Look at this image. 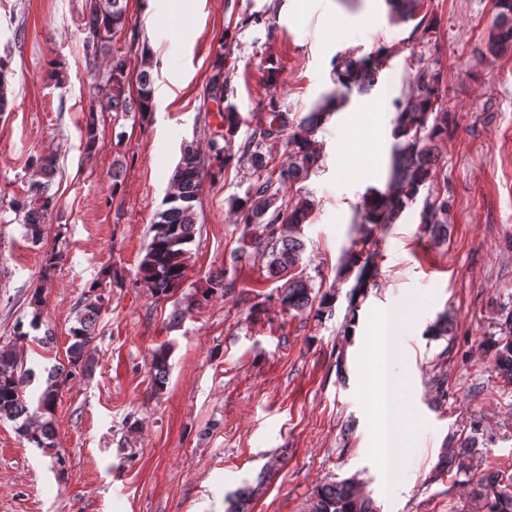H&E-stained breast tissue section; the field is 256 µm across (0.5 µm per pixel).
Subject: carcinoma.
<instances>
[{"mask_svg": "<svg viewBox=\"0 0 512 512\" xmlns=\"http://www.w3.org/2000/svg\"><path fill=\"white\" fill-rule=\"evenodd\" d=\"M393 13L408 19L415 13L419 0H386ZM88 36L84 51L89 64L109 53V45L126 22V0H87ZM496 15L485 44L484 56L497 58L512 53V0H495ZM389 49L381 48L368 59L352 56L338 57L335 66L336 88L324 94L314 109L303 116H290L278 109L274 99L265 104L267 112L256 121L238 148V158L246 162L253 182L243 197L231 200L230 208L242 226V238L249 240L257 253L267 259L271 275H287L278 292L283 309L304 313L330 304L335 295L314 294L310 279L299 270L305 243L301 230L314 202L299 193L291 200L282 188L295 185L320 169L322 156L316 135L330 115L348 103L346 90L357 87L371 90L378 73L388 60ZM224 53L217 54L213 74L206 87L207 99L224 105L225 133L216 134L209 142L208 156L192 145L184 147L171 176V194L164 201L152 225L153 236L140 262L142 280L155 295L167 296L179 288L186 277L198 221L197 203L207 169L205 164L224 166L232 157L226 146L237 133L238 122L228 104L234 89L228 80L231 67ZM10 59L0 56V113L6 111L9 100L7 75ZM410 92L393 102L392 173L384 189L369 188L357 210L359 238L346 251L340 273H356L350 290V302L365 296L370 281L378 274L376 231L396 224L407 208L421 203L419 226L429 241L437 246L448 242V192L431 189L419 198L421 189L432 185L440 175L439 148L448 138L453 120L442 104L440 72L419 54L410 65ZM153 60L140 53L137 75V98L127 95L125 81L127 56L112 53L110 75L105 84L94 85L96 104L88 110L84 125V151L91 154L98 145V113L136 112L146 116L153 111ZM284 140L286 157L280 165L263 152V145L273 139ZM55 170L54 160L40 161L41 179L31 182L27 193L11 200L9 207L21 217L25 235L34 244L44 238L45 216L52 206L49 194ZM235 288V271L224 270L209 278L201 294L208 300L216 291L230 292ZM103 307L100 294L85 298L76 325L70 329V344L66 349L67 364H58L46 379L35 410H30L24 398L22 384L30 378L31 370L12 347H0V418L21 420L18 431L34 448L54 447L55 429L52 419L59 392L79 369L87 368L92 359L91 345L96 337L95 327ZM486 351L492 354L494 369L504 382L512 384V310L501 314L497 332L483 339ZM168 352L157 349L152 356L153 387L162 392L167 387ZM444 468H455L471 476L469 491L472 512H512V476L498 470L483 468L482 452L475 436L467 437L459 447L447 449L443 455ZM253 490L245 485L227 499V512H248ZM310 512H377L361 481L348 478L325 483L314 493Z\"/></svg>", "mask_w": 512, "mask_h": 512, "instance_id": "1", "label": "carcinoma"}]
</instances>
